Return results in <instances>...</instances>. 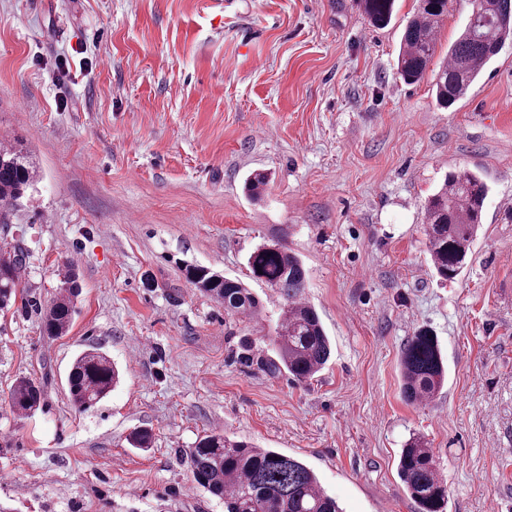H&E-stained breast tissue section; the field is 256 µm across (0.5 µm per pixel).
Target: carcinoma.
Returning <instances> with one entry per match:
<instances>
[{
    "label": "carcinoma",
    "instance_id": "obj_1",
    "mask_svg": "<svg viewBox=\"0 0 512 512\" xmlns=\"http://www.w3.org/2000/svg\"><path fill=\"white\" fill-rule=\"evenodd\" d=\"M375 27L387 26L395 0H357ZM450 0H418L407 21L397 57V72L408 83L420 81L436 52L438 36ZM473 19L448 47V58L433 75L439 105L448 107L466 96L504 44L512 40V0H470ZM34 168L22 150L0 146V224L12 223L18 200L34 183ZM488 186L474 172L462 169L446 175L424 205L427 249L432 269L442 281L455 279L464 268L470 247L483 224ZM23 253L0 247V309L16 305ZM250 277L275 288L284 300L276 335L270 338L275 357L265 362L270 373L288 371L306 382L327 365L331 342L314 307L304 301L307 272L302 261L282 243H263L247 258ZM186 277L211 298L224 304L230 316H251L259 300L242 281L200 267L185 268ZM76 309L74 292L50 302L41 313L42 332L65 335ZM402 394L408 401L434 399L444 386L446 368L438 341L421 330L409 337L401 354ZM120 380V373L97 348L73 360L68 375L69 399L79 410L102 401ZM42 390L20 381L11 405L21 414L40 406ZM194 481L224 501V512H342L316 473L300 460L270 448H257L219 432L205 433L186 452ZM398 476L416 512H445L447 487L438 473L434 454L420 436L401 449Z\"/></svg>",
    "mask_w": 512,
    "mask_h": 512
}]
</instances>
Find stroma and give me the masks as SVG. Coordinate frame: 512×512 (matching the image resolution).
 <instances>
[{"instance_id":"35a3bbf8","label":"stroma","mask_w":512,"mask_h":512,"mask_svg":"<svg viewBox=\"0 0 512 512\" xmlns=\"http://www.w3.org/2000/svg\"><path fill=\"white\" fill-rule=\"evenodd\" d=\"M415 8L378 29L355 0H0V136L36 170L0 245L23 249L28 299L78 289L64 336L0 315V506L224 512L186 464L216 430L301 460L344 512H415L397 462L421 435L447 512H512V43L441 107L431 76L397 74ZM459 168L489 193L444 283L423 205ZM275 238L331 340L304 383L259 365L282 300L246 260ZM189 265L246 280L261 318L225 315ZM422 329L448 374L409 404L401 351ZM92 347L121 380L81 411L66 376ZM23 379L43 390L28 415ZM141 428L150 447L128 442ZM42 390L30 380L20 381L11 393V405L14 411L28 414L37 410L41 404Z\"/></svg>"}]
</instances>
